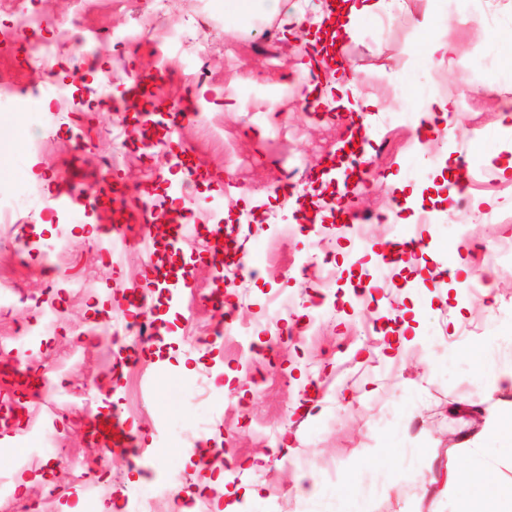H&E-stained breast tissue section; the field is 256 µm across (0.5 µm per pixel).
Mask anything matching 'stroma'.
<instances>
[{
	"label": "stroma",
	"instance_id": "stroma-1",
	"mask_svg": "<svg viewBox=\"0 0 512 512\" xmlns=\"http://www.w3.org/2000/svg\"><path fill=\"white\" fill-rule=\"evenodd\" d=\"M325 3L283 0L272 16L255 0H17L113 38L90 61L58 44L47 67L31 52L44 29L0 49V196L19 201L0 224V364L20 360L54 384L33 402L20 376L0 373V479L14 494L0 512H136L146 499L151 512H461L472 490L432 491L437 467L512 484V443L448 414L475 400L512 411V393L490 389L512 368V58L498 39L512 32V0H400L394 17L360 18L339 51L358 78L343 111L309 112L300 40ZM152 13L160 25L124 43ZM287 15L303 26L285 33ZM436 38L453 47L440 63L426 53ZM145 74L157 78L149 149L123 105ZM430 98L453 102L454 139L420 137ZM196 99L208 124L175 120ZM353 126L370 138L369 183L344 202L367 220L351 229L328 221L320 172ZM34 134L46 140L38 156L25 146ZM173 142L174 191L197 233L172 250L107 253L90 230L109 234L130 192L163 183ZM463 160L464 206L447 175ZM73 165L91 180L111 173L127 195L70 218L45 211ZM216 224L252 261L219 305ZM402 239L416 243L414 269L380 263ZM482 267L491 289L473 285ZM132 298L156 324L145 343L118 336ZM388 327L405 337L389 352ZM255 340L270 357L248 356ZM111 412L132 447L89 437Z\"/></svg>",
	"mask_w": 512,
	"mask_h": 512
}]
</instances>
